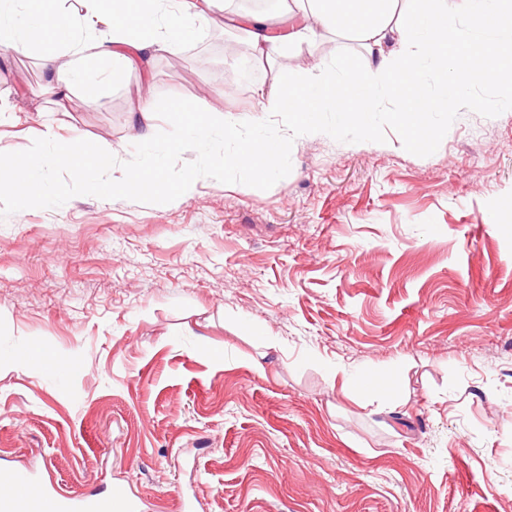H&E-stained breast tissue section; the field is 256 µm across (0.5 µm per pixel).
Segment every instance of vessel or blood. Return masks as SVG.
I'll return each instance as SVG.
<instances>
[{
  "label": "vessel or blood",
  "instance_id": "obj_1",
  "mask_svg": "<svg viewBox=\"0 0 512 512\" xmlns=\"http://www.w3.org/2000/svg\"><path fill=\"white\" fill-rule=\"evenodd\" d=\"M9 493L0 496V512H136L137 505L129 493L115 489L106 499L64 495L53 488L32 491V478L23 471L8 478Z\"/></svg>",
  "mask_w": 512,
  "mask_h": 512
}]
</instances>
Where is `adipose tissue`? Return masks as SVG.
<instances>
[{"instance_id": "1", "label": "adipose tissue", "mask_w": 512, "mask_h": 512, "mask_svg": "<svg viewBox=\"0 0 512 512\" xmlns=\"http://www.w3.org/2000/svg\"><path fill=\"white\" fill-rule=\"evenodd\" d=\"M81 24H74L50 8L45 0H0V45L17 53L40 46L49 74V90L82 87L85 101H93L95 74L120 79L137 63L150 64L159 53L175 51L190 34L195 14L188 0H81ZM310 16L336 34H350L363 47L362 64L344 69L328 64L322 83L314 89L283 81L263 105L267 112L290 113L304 123L310 112L333 110L359 119L373 110V92L381 86L413 81L423 54L453 58L466 55L468 63L456 69L454 80L463 87L498 79L512 62V0L488 11L475 0H450L452 9L467 21L470 30H495L493 57L470 52V44L449 35L438 0H311ZM424 21L421 39H401L405 15ZM229 23L244 27L254 55L278 64L284 47L305 41L311 29L302 23L272 28L266 16H229ZM203 101L190 111L178 112L172 102L158 101L141 90L130 113V124L140 139L153 137L152 117L158 112H178L177 133L163 150L179 152L186 135L207 136L212 123Z\"/></svg>"}]
</instances>
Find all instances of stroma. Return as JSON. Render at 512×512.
Returning <instances> with one entry per match:
<instances>
[{"mask_svg":"<svg viewBox=\"0 0 512 512\" xmlns=\"http://www.w3.org/2000/svg\"><path fill=\"white\" fill-rule=\"evenodd\" d=\"M215 17L88 109L0 47V152L51 127L126 161L141 88L260 121L360 57L318 28L228 92ZM385 135L301 136L267 190L0 218V469L142 512H512V110L427 157Z\"/></svg>","mask_w":512,"mask_h":512,"instance_id":"obj_1","label":"stroma"}]
</instances>
